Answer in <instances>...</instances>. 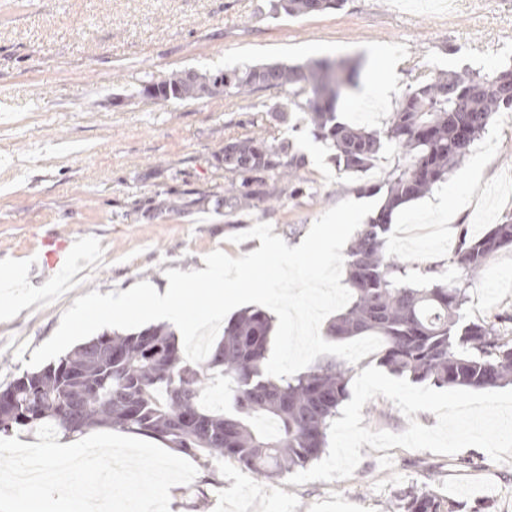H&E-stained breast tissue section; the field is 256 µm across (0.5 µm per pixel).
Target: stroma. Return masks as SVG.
Here are the masks:
<instances>
[{
    "instance_id": "35a3bbf8",
    "label": "stroma",
    "mask_w": 512,
    "mask_h": 512,
    "mask_svg": "<svg viewBox=\"0 0 512 512\" xmlns=\"http://www.w3.org/2000/svg\"><path fill=\"white\" fill-rule=\"evenodd\" d=\"M318 59L360 62L358 86L336 109L339 121L383 127L417 80L441 71L487 75L512 61V0H344L341 9L298 18L273 15L268 0H0V387L26 372L33 351L57 330L74 300L91 291L161 283L166 270H189L220 249L257 250L232 235L272 225L288 246L345 200L383 201L393 153L372 168L339 169L314 139L287 92L262 88L217 94L160 110L145 85L174 70L214 74L270 63ZM391 85L386 100L368 87ZM41 87L33 97L32 87ZM263 128L303 156L295 179H266L275 206L228 213L222 149ZM466 193L443 216L416 199L392 216L398 259L437 267L454 284L448 259L460 225L478 235L512 218V113H495L459 169L432 196ZM181 204L156 210L157 194ZM79 237L94 256L88 273L69 272L63 287L32 268L46 238ZM462 322L485 320L512 332V249L489 259L467 284ZM353 475L332 482L259 478L225 462L220 485L198 472L170 490L172 512H388L406 491L452 501L459 512H512V461L478 448L448 456L393 447L360 448Z\"/></svg>"
}]
</instances>
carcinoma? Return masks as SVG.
I'll return each mask as SVG.
<instances>
[{
    "instance_id": "cac0c4a2",
    "label": "carcinoma",
    "mask_w": 512,
    "mask_h": 512,
    "mask_svg": "<svg viewBox=\"0 0 512 512\" xmlns=\"http://www.w3.org/2000/svg\"><path fill=\"white\" fill-rule=\"evenodd\" d=\"M343 0H270L276 15L302 17L338 10ZM354 70L326 59L303 65L267 64L216 74L176 71L143 93L167 106L217 93L278 88L296 97L315 139L333 151L338 166L366 171L387 146L398 156L386 180L384 203L360 225L347 252L352 302L330 323L338 340L376 335L380 362L392 373L438 386L490 389L512 381V336L492 322L460 324L466 289L448 284L434 267L418 286L409 264L387 253L392 214L445 181L496 112L512 111V64L487 76L440 72L422 79L381 129L336 120V102L353 84ZM298 167L288 147L259 135L224 145V168L240 174L270 172L287 179ZM266 193L248 180L225 189L224 204L247 209ZM512 248V222L472 239L462 229L452 264L463 280L488 259ZM273 317L246 308L224 327L207 357L186 359L164 325L128 334L103 333L68 352L55 365L27 372L0 390V434L52 425L63 436L118 429L164 442L192 456L215 475L228 459L271 478L318 459L330 425L348 397L350 369L321 358L284 378L265 372ZM399 512H457L427 493L397 496Z\"/></svg>"
}]
</instances>
